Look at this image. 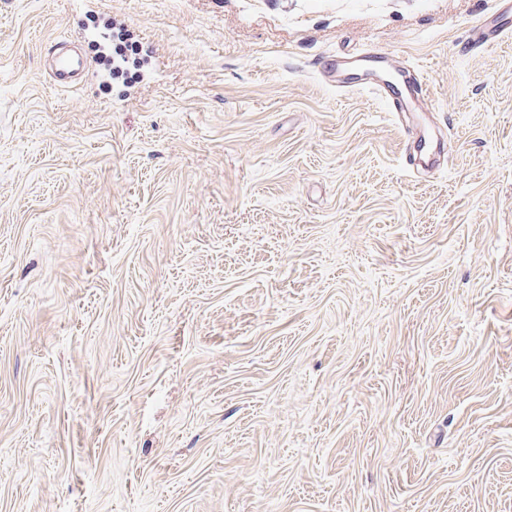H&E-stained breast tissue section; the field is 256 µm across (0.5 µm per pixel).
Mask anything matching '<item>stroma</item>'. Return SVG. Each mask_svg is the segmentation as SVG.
Masks as SVG:
<instances>
[{
    "label": "stroma",
    "instance_id": "1",
    "mask_svg": "<svg viewBox=\"0 0 512 512\" xmlns=\"http://www.w3.org/2000/svg\"><path fill=\"white\" fill-rule=\"evenodd\" d=\"M498 9L0 0V512H512ZM366 49L428 111L321 74ZM500 4L501 23L491 25L483 20L475 25L471 29L470 34V45L472 48H480L512 32V24L508 23L509 16L512 17V5L508 3ZM45 65L56 89L69 88L77 83L87 70V61L71 49L66 38H56L45 46Z\"/></svg>",
    "mask_w": 512,
    "mask_h": 512
}]
</instances>
